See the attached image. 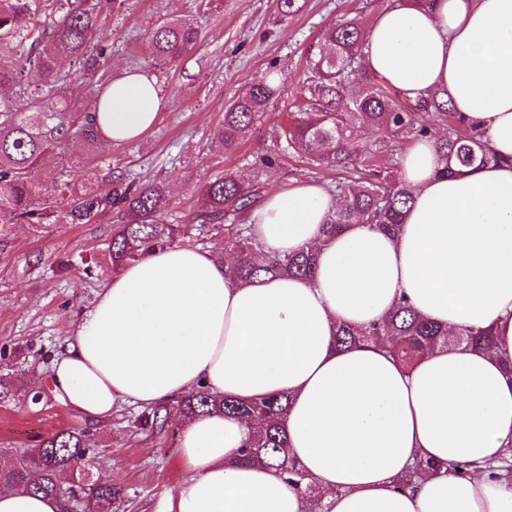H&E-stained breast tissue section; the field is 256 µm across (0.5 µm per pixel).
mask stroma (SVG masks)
I'll list each match as a JSON object with an SVG mask.
<instances>
[{"label": "stroma", "mask_w": 512, "mask_h": 512, "mask_svg": "<svg viewBox=\"0 0 512 512\" xmlns=\"http://www.w3.org/2000/svg\"><path fill=\"white\" fill-rule=\"evenodd\" d=\"M395 0H301L302 8L280 19L277 0H124L105 22L107 64L83 81L63 63L70 83L62 92L70 111H90L103 87L126 70L152 75L163 98L157 124L135 143L111 144L99 154L68 141L31 174L42 190L70 186L104 191L116 177L157 179L171 191L170 219L189 225L200 212L197 187L225 170L258 178L261 194L290 182L319 181L335 188L344 174L318 168L285 148L281 127L304 102L307 56L324 32L346 18L365 20ZM193 19L197 45L176 63L157 64L149 47L164 18ZM282 73L281 92L249 130L238 150L219 157L209 145L228 103L269 71ZM112 221L94 224H12L0 244V374L17 396L0 407V451L34 446L63 429L89 431L95 477L121 487L116 512H165L182 485L187 466L177 455V428L156 433L141 423L142 409L124 405L111 418L92 422L69 410L48 386L51 364L74 334L79 315L93 305L112 277L105 248ZM187 242L223 251V236L204 239L191 229Z\"/></svg>", "instance_id": "1"}]
</instances>
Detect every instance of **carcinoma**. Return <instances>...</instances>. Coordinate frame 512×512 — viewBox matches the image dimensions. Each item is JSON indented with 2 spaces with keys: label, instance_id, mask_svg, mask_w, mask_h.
I'll use <instances>...</instances> for the list:
<instances>
[{
  "label": "carcinoma",
  "instance_id": "carcinoma-1",
  "mask_svg": "<svg viewBox=\"0 0 512 512\" xmlns=\"http://www.w3.org/2000/svg\"><path fill=\"white\" fill-rule=\"evenodd\" d=\"M118 0H0V40L14 45L27 42L22 52L0 61V87L25 85L31 98L54 95L60 83L59 63L68 59L87 79L92 80L104 68L106 49L91 52L103 23L116 9ZM45 16L41 34L31 39L28 24ZM198 40L194 22L169 18L151 32L152 54L157 62L168 64L191 51ZM366 32L355 19L343 21L326 31L323 44L309 65L304 93L306 108L284 128L287 147L319 165L358 171L365 166L367 146L361 130L375 128L390 136L431 133V123L444 116L448 131L437 145L443 163L442 173L452 176L460 169L498 161L497 155L481 132L465 130V119L452 111L449 101L437 92L414 97L369 75L363 66ZM369 85L359 98L345 94L349 77ZM281 90L274 78L254 81L249 90L224 110V118L215 135L214 153H234L253 122L262 116ZM59 112H17L0 100V233L9 224H91L99 217L112 215V237L108 257L112 272L155 248L176 243L190 228L188 224H169L165 215L170 206V191L161 181L141 184L118 179L107 192L85 188L64 195L55 188L44 193L30 182V171L69 133L76 134L91 151L104 145L89 114L68 111L59 100ZM344 206L328 216L323 233L334 237L359 219L389 235L399 233L406 209L413 200L411 188L401 178L374 169L358 177H348L337 185ZM203 208L197 215L200 232L224 228L234 238L237 263L228 270L230 277L248 281L264 275L310 277L316 265L315 253L299 250L291 254L266 251L256 241L244 215L257 202L254 184L234 172L206 182L199 188ZM373 342L390 345L389 353L406 365L413 364L427 349L466 344L482 348L492 342L486 333L460 330L454 335L433 324L406 301L377 323L366 327L341 325L336 331V345L347 348ZM288 396L275 394L252 400L216 398L200 388L173 403L155 407L145 415L146 423L162 431L194 415L235 416L259 420L262 428L248 436L243 445V460L265 464L312 498L318 512H323L321 498L307 481L298 463L290 456L283 414ZM93 444L86 430H62L41 439L33 448H19L9 467L0 469V485L14 486L33 494L65 499L77 493L91 497L95 512H114L122 489L110 484L94 487L82 473L77 480L63 485L59 475L85 464ZM432 467L415 462L409 473L398 480L403 490L415 488V479ZM476 467L497 479L512 480V443L496 460Z\"/></svg>",
  "mask_w": 512,
  "mask_h": 512
}]
</instances>
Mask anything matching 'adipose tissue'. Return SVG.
Listing matches in <instances>:
<instances>
[{"label": "adipose tissue", "instance_id": "adipose-tissue-1", "mask_svg": "<svg viewBox=\"0 0 512 512\" xmlns=\"http://www.w3.org/2000/svg\"><path fill=\"white\" fill-rule=\"evenodd\" d=\"M366 37L369 72L411 95L447 91L500 163L449 177L434 138L414 143L401 167L413 202L395 236L357 222L325 238L339 196L315 181L280 186L245 221L265 250L314 248L313 277L240 282L210 250L154 251L102 288L49 386L93 420L201 387L238 399L284 392L289 451L326 512H512V489L471 468L512 440V0H435L429 11L397 0L369 18ZM160 108L155 79L127 71L91 116L128 143ZM402 300L448 330L489 332L491 348H439L411 367L371 344L337 349L339 325L378 322ZM256 429L187 420L175 446L188 476L167 512H312L281 474L240 462ZM419 460L432 471L399 491Z\"/></svg>", "mask_w": 512, "mask_h": 512}]
</instances>
